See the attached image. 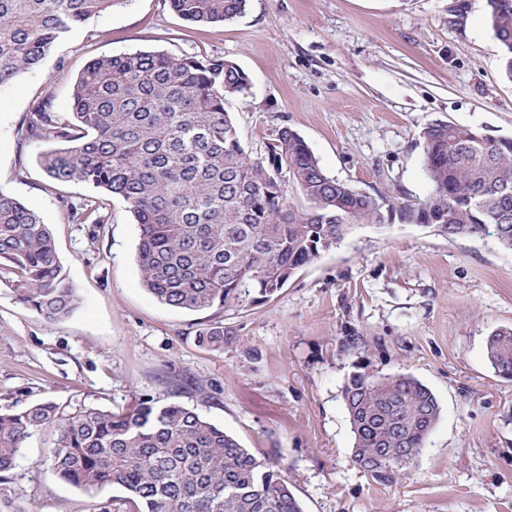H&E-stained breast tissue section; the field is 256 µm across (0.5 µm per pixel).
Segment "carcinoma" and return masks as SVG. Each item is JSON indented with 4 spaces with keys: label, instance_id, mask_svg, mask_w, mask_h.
<instances>
[{
    "label": "carcinoma",
    "instance_id": "carcinoma-1",
    "mask_svg": "<svg viewBox=\"0 0 512 512\" xmlns=\"http://www.w3.org/2000/svg\"><path fill=\"white\" fill-rule=\"evenodd\" d=\"M248 0H170L194 25L243 15ZM122 0H0V85L37 66L73 27ZM504 77L512 82V0H486ZM247 74L221 57L135 51L92 59L71 91L72 111L39 103L28 138L61 143L42 154L55 184L81 183L101 196L69 206L77 224L107 223V197L121 198L139 226L143 286L178 310L207 312L248 288L264 297L300 267L336 247L357 224H438L454 237L492 225L512 249V142L433 121L419 137L432 193L422 204L371 198L328 176L304 140L280 128L267 159L252 156L224 100L247 95ZM305 205L287 202L285 181ZM47 320L70 316L76 290L63 271L50 226L0 190V281ZM198 342L224 347V324L208 321ZM487 357L512 380V328L487 339ZM171 400L127 412L53 401L0 410V512H27L8 485L24 442L54 430L48 472L85 492L105 486L125 496L95 512H303L281 470L260 460L178 398L207 402L200 380L167 382ZM354 444L351 461L378 484L404 477L440 416L432 391L411 375L355 376L343 391Z\"/></svg>",
    "mask_w": 512,
    "mask_h": 512
}]
</instances>
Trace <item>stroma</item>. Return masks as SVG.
<instances>
[{"instance_id": "1", "label": "stroma", "mask_w": 512, "mask_h": 512, "mask_svg": "<svg viewBox=\"0 0 512 512\" xmlns=\"http://www.w3.org/2000/svg\"><path fill=\"white\" fill-rule=\"evenodd\" d=\"M136 50L236 63L250 89L225 109L246 150L264 156L289 127L329 176L373 196L427 200L419 134L431 121L512 137V83L485 0H248L243 16L216 27L184 21L169 0H125L0 86V189L49 224L79 297L69 318L51 322L0 282V408L130 410L167 402V380L187 374L210 399L183 404L278 464L304 512H512V381L486 351L494 330L512 327V250L491 228L451 238L421 224H361L271 297L254 291L205 315L162 304L141 283L139 227L125 203L109 198L108 224L71 222L65 200L95 190L52 185L40 165L49 145L24 128L42 100L70 112L93 58ZM208 317L224 325L223 348L196 340ZM359 374L413 375L441 408L391 486L351 463L342 391ZM52 439L34 433L9 474L22 507L91 512L121 497L51 478Z\"/></svg>"}]
</instances>
